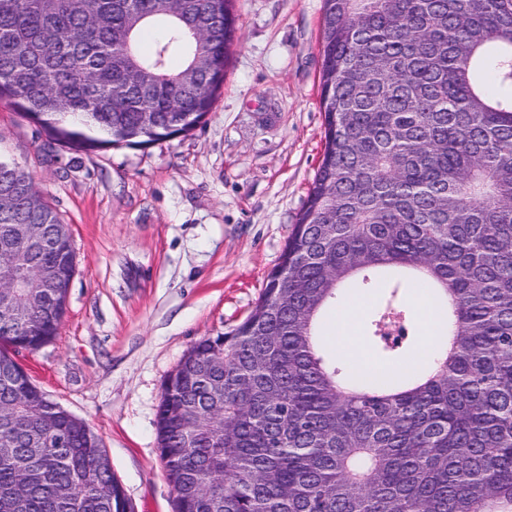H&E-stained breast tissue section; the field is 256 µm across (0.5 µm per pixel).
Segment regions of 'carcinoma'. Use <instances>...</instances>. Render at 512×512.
I'll return each mask as SVG.
<instances>
[{
    "instance_id": "carcinoma-1",
    "label": "carcinoma",
    "mask_w": 512,
    "mask_h": 512,
    "mask_svg": "<svg viewBox=\"0 0 512 512\" xmlns=\"http://www.w3.org/2000/svg\"><path fill=\"white\" fill-rule=\"evenodd\" d=\"M236 0H0V103L68 149L145 148L212 112ZM164 38L143 56V34ZM325 149L261 300L165 381L156 431L175 512H512V0H323ZM184 57L178 71L171 56ZM70 280L72 239L0 158V240ZM441 314L416 359L410 288ZM388 288L357 368L327 308ZM66 301L0 310V512H132L101 438L17 361Z\"/></svg>"
}]
</instances>
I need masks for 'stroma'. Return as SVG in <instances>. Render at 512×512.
Segmentation results:
<instances>
[{"label": "stroma", "mask_w": 512, "mask_h": 512, "mask_svg": "<svg viewBox=\"0 0 512 512\" xmlns=\"http://www.w3.org/2000/svg\"><path fill=\"white\" fill-rule=\"evenodd\" d=\"M323 0H238L213 112L146 148L60 149L0 104V156L68 224L76 271L58 335L18 362L101 438L134 512H174L156 414L193 344L261 299L324 150Z\"/></svg>", "instance_id": "1"}]
</instances>
